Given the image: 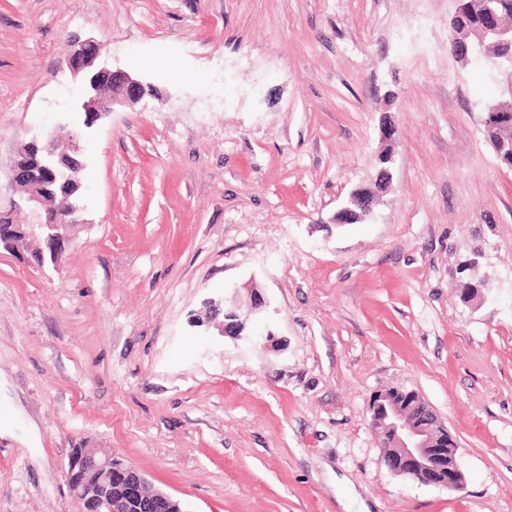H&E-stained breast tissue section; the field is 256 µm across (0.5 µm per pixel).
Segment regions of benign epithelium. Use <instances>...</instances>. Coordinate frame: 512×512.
Returning a JSON list of instances; mask_svg holds the SVG:
<instances>
[{
    "instance_id": "benign-epithelium-1",
    "label": "benign epithelium",
    "mask_w": 512,
    "mask_h": 512,
    "mask_svg": "<svg viewBox=\"0 0 512 512\" xmlns=\"http://www.w3.org/2000/svg\"><path fill=\"white\" fill-rule=\"evenodd\" d=\"M458 6L449 28L454 56L472 59L496 69L502 76L500 95L482 103L485 113L484 137L495 152L499 164L512 169V25L503 23L496 12L488 10L481 21H472L481 8L478 0H456ZM103 44L94 39L76 40L65 59V67L83 83L81 109L85 125L91 127L117 106H133L151 91L135 75L122 68L99 64ZM84 148L79 133L66 124L57 125L49 134L32 138L18 148L10 161L9 182L25 184L20 198L6 197L10 206L26 213L24 224H0V249L21 252L31 240L42 238L45 247L33 257L39 267L57 263L69 229L75 220L52 208L50 199L57 189L74 181V169L84 168ZM391 153L378 155L379 169L374 179L354 187L331 218L336 225L368 221L387 192L372 188L380 183L390 186ZM264 298L255 293L240 304L224 307L221 333L252 342L274 341L271 331L262 325ZM398 399L372 398L368 405L371 425L379 424L383 435L394 447L382 457L393 474L406 476L421 485L449 490L464 487L465 477L457 458L458 445L447 428L434 426L423 417L412 420ZM69 491L78 512H186L182 503L167 492L153 488L136 467L112 454H100L94 448L70 450L65 470Z\"/></svg>"
}]
</instances>
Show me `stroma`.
Here are the masks:
<instances>
[{
    "label": "stroma",
    "instance_id": "1",
    "mask_svg": "<svg viewBox=\"0 0 512 512\" xmlns=\"http://www.w3.org/2000/svg\"><path fill=\"white\" fill-rule=\"evenodd\" d=\"M455 0H0V159L66 123L82 224L0 250V512H77L70 449L186 512H512V171L501 77L450 51ZM157 96L84 127L74 38ZM395 123L367 224L329 219ZM483 279L478 297L458 287ZM256 284L277 346L206 303ZM416 391L462 490L388 471L368 404Z\"/></svg>",
    "mask_w": 512,
    "mask_h": 512
}]
</instances>
